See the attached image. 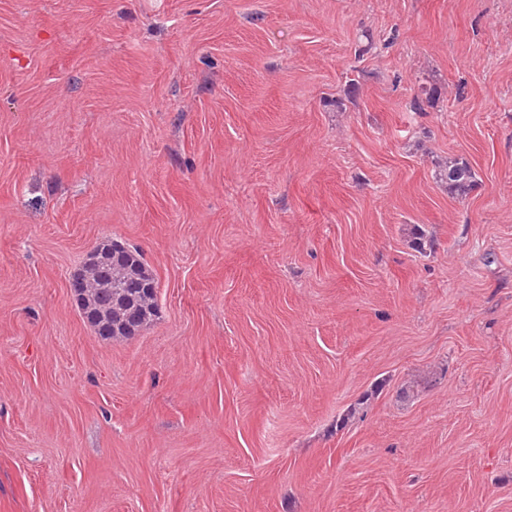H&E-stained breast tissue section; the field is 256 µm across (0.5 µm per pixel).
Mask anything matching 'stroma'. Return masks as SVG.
<instances>
[{"mask_svg": "<svg viewBox=\"0 0 512 512\" xmlns=\"http://www.w3.org/2000/svg\"><path fill=\"white\" fill-rule=\"evenodd\" d=\"M0 512H512V0H0ZM445 177L448 180V190L459 197L466 196L476 182V174L471 167L457 159H448ZM87 273V298L79 301L86 322L101 337L137 336L158 307L155 277L141 253L112 241V250Z\"/></svg>", "mask_w": 512, "mask_h": 512, "instance_id": "35a3bbf8", "label": "stroma"}]
</instances>
